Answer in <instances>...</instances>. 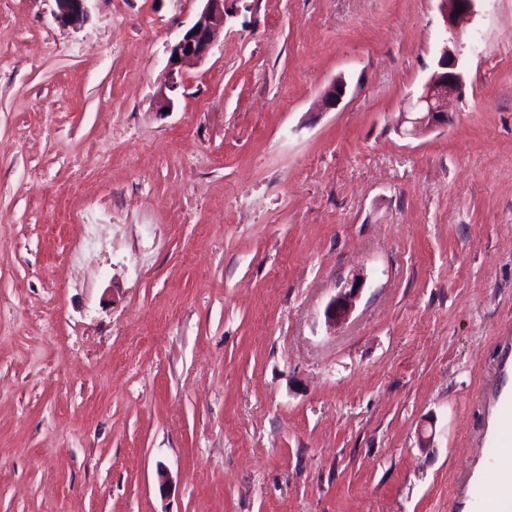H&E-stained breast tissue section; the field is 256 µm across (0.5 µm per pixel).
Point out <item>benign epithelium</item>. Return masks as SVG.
<instances>
[{
	"label": "benign epithelium",
	"instance_id": "benign-epithelium-1",
	"mask_svg": "<svg viewBox=\"0 0 512 512\" xmlns=\"http://www.w3.org/2000/svg\"><path fill=\"white\" fill-rule=\"evenodd\" d=\"M91 0H55L56 19L63 24L75 25L83 21L89 12ZM203 6L193 24L170 47L169 75L171 82L159 92L160 109H169L173 101L168 92L176 88V75L184 69L202 63L210 54L216 31L225 26L228 18L236 14L234 4L238 0H202ZM477 0H441V14L445 32L458 39L459 25L474 13ZM463 11H458V7ZM179 60H174V55ZM465 83L464 73L459 69L456 53L444 48L437 67L428 80L408 99V106L396 121V129L406 136H418L438 127L448 125V108L460 97ZM346 94L343 79L334 80L322 95V106L332 109L338 106ZM362 280L355 278L339 288L325 309V322L330 328L343 323L362 290Z\"/></svg>",
	"mask_w": 512,
	"mask_h": 512
}]
</instances>
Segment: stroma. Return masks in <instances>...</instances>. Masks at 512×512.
<instances>
[{
    "mask_svg": "<svg viewBox=\"0 0 512 512\" xmlns=\"http://www.w3.org/2000/svg\"><path fill=\"white\" fill-rule=\"evenodd\" d=\"M439 6L238 0L164 113L199 0H0V512H464L512 380V0L408 138ZM91 1L92 0H55V17L62 24L75 25L87 17L89 2ZM448 39L437 67L428 80L408 99V106L396 121V129L406 136H419L447 126L448 108L458 99L465 83L456 53L448 48ZM356 283H359V286H356ZM362 287L363 281L360 278H354L339 288L325 309V322L329 328H335L336 325L347 319L363 289Z\"/></svg>",
    "mask_w": 512,
    "mask_h": 512,
    "instance_id": "1",
    "label": "stroma"
}]
</instances>
